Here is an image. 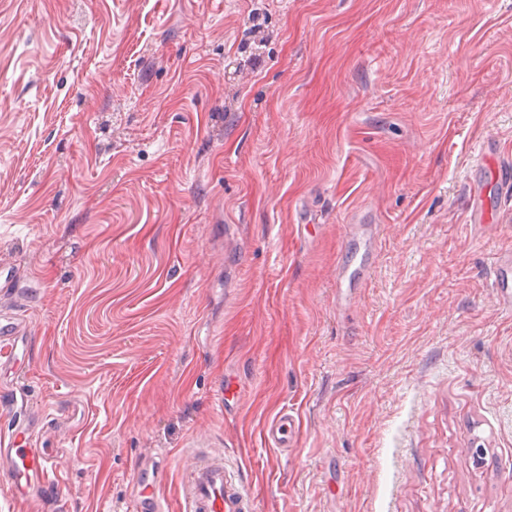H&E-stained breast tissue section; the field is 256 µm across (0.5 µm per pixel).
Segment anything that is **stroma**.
I'll use <instances>...</instances> for the list:
<instances>
[{"mask_svg":"<svg viewBox=\"0 0 512 512\" xmlns=\"http://www.w3.org/2000/svg\"><path fill=\"white\" fill-rule=\"evenodd\" d=\"M488 145L512 0H0V433L60 454L0 512H130L157 455L172 505L203 447L254 512H512ZM486 186L480 183L469 187L467 212L469 223L482 228L490 222L488 199L485 193ZM294 425V416L283 409L268 424L267 437L277 448H288V440L292 437Z\"/></svg>","mask_w":512,"mask_h":512,"instance_id":"stroma-1","label":"stroma"}]
</instances>
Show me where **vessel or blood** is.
<instances>
[{"mask_svg": "<svg viewBox=\"0 0 512 512\" xmlns=\"http://www.w3.org/2000/svg\"><path fill=\"white\" fill-rule=\"evenodd\" d=\"M468 219L476 227L490 221L488 199L483 183L470 186L467 201ZM494 294L503 310L512 312V254L498 256L495 266ZM295 419L280 411L268 424L266 433L276 447H287L294 431ZM168 467L167 458L141 464L137 473V491L132 512H169L158 492ZM57 465L44 449L0 442V473L6 474L12 489L28 499L35 487L52 484ZM181 512H248L249 499L244 485L228 466L223 453L195 454L187 473Z\"/></svg>", "mask_w": 512, "mask_h": 512, "instance_id": "1", "label": "vessel or blood"}]
</instances>
